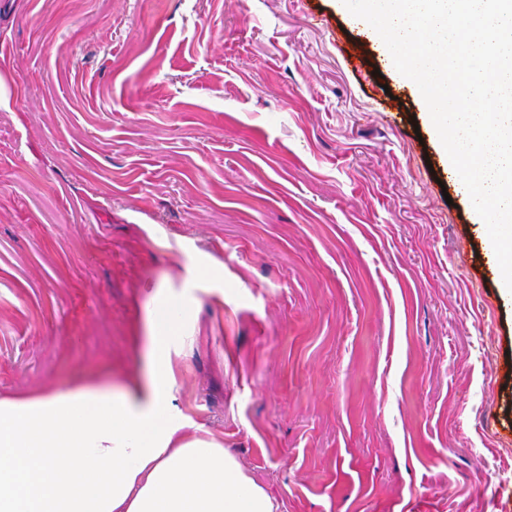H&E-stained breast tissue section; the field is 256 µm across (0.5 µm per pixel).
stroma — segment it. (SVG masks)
Listing matches in <instances>:
<instances>
[{"mask_svg":"<svg viewBox=\"0 0 512 512\" xmlns=\"http://www.w3.org/2000/svg\"><path fill=\"white\" fill-rule=\"evenodd\" d=\"M488 246L336 0H0V397L138 371L159 290L281 512H512Z\"/></svg>","mask_w":512,"mask_h":512,"instance_id":"1","label":"stroma"}]
</instances>
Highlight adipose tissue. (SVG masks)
Here are the masks:
<instances>
[{
	"instance_id": "ef3b65f1",
	"label": "adipose tissue",
	"mask_w": 512,
	"mask_h": 512,
	"mask_svg": "<svg viewBox=\"0 0 512 512\" xmlns=\"http://www.w3.org/2000/svg\"><path fill=\"white\" fill-rule=\"evenodd\" d=\"M181 302L153 298L144 369L0 397V512H281L223 443L171 407Z\"/></svg>"
}]
</instances>
